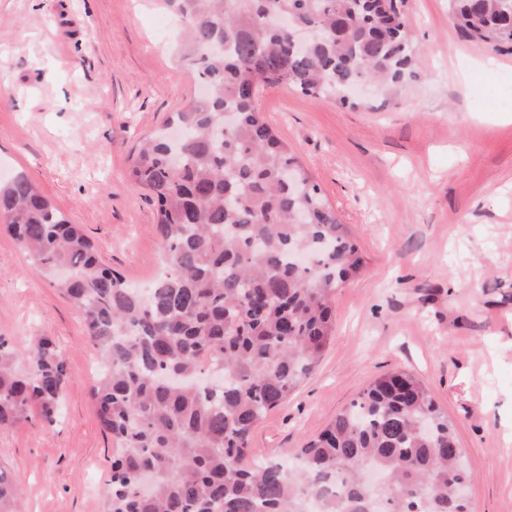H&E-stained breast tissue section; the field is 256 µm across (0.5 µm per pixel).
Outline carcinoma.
Wrapping results in <instances>:
<instances>
[{
	"label": "carcinoma",
	"mask_w": 512,
	"mask_h": 512,
	"mask_svg": "<svg viewBox=\"0 0 512 512\" xmlns=\"http://www.w3.org/2000/svg\"><path fill=\"white\" fill-rule=\"evenodd\" d=\"M182 58L209 87L144 137L130 182L156 207L165 270L138 290L25 176L0 182V225L81 312L102 357L90 390L112 437L105 512H470L455 429L405 372L371 382L298 468L247 461L251 433L319 362L331 301L363 266L319 186L266 122L252 89L316 99L415 75L400 0H158ZM471 39L512 53L502 0H450ZM235 121L224 125V114ZM207 361L222 372L190 385ZM64 363L48 340L0 336V426L57 421ZM0 470V512H17Z\"/></svg>",
	"instance_id": "obj_1"
}]
</instances>
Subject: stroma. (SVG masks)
Here are the masks:
<instances>
[{
	"mask_svg": "<svg viewBox=\"0 0 512 512\" xmlns=\"http://www.w3.org/2000/svg\"><path fill=\"white\" fill-rule=\"evenodd\" d=\"M417 75L351 108L274 84L258 105L363 256L337 289L310 378L252 433L250 460L293 461L370 382L404 370L455 426L473 512H512V54L467 38L448 0H404ZM156 0H0V181L24 173L127 283L162 251L155 205L127 178L140 137L198 92ZM0 335L49 338L62 414L0 427L21 512H103L112 440L90 397L99 367L80 311L0 231Z\"/></svg>",
	"mask_w": 512,
	"mask_h": 512,
	"instance_id": "35a3bbf8",
	"label": "stroma"
}]
</instances>
